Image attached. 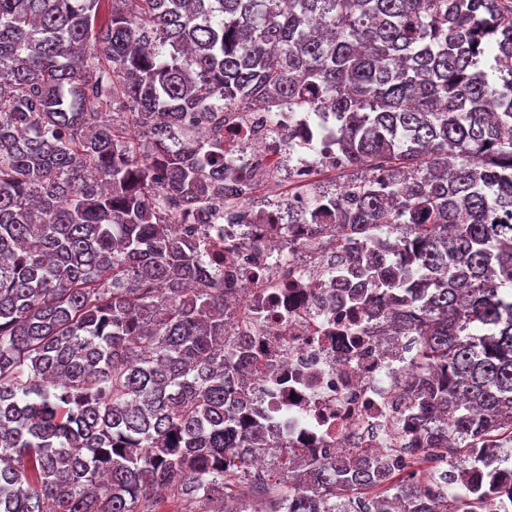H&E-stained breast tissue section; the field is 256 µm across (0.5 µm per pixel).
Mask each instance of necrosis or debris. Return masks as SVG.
I'll return each mask as SVG.
<instances>
[{
  "instance_id": "necrosis-or-debris-1",
  "label": "necrosis or debris",
  "mask_w": 512,
  "mask_h": 512,
  "mask_svg": "<svg viewBox=\"0 0 512 512\" xmlns=\"http://www.w3.org/2000/svg\"><path fill=\"white\" fill-rule=\"evenodd\" d=\"M335 125L331 112L226 113L231 168L306 191L229 197L223 214L178 227L206 243L203 261L224 285V331L250 345L245 374L263 416L307 459L385 454L414 438L410 354L384 312L352 311V294L368 288L363 266L313 232L315 174L342 163L326 138Z\"/></svg>"
}]
</instances>
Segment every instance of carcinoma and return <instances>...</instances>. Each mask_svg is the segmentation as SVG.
I'll list each match as a JSON object with an SVG mask.
<instances>
[{
  "label": "carcinoma",
  "mask_w": 512,
  "mask_h": 512,
  "mask_svg": "<svg viewBox=\"0 0 512 512\" xmlns=\"http://www.w3.org/2000/svg\"><path fill=\"white\" fill-rule=\"evenodd\" d=\"M334 112L368 301L410 337L401 457L298 453L175 226L218 212L224 111ZM212 115L197 136L185 121ZM273 461L263 471L255 463ZM512 464V0H0V512H487ZM427 465L431 494L417 483Z\"/></svg>",
  "instance_id": "cac0c4a2"
}]
</instances>
